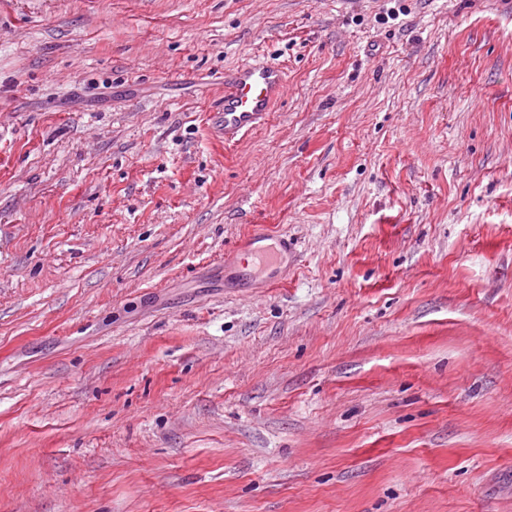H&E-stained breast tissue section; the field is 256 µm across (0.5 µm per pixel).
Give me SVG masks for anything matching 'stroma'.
<instances>
[{"instance_id": "1", "label": "stroma", "mask_w": 512, "mask_h": 512, "mask_svg": "<svg viewBox=\"0 0 512 512\" xmlns=\"http://www.w3.org/2000/svg\"><path fill=\"white\" fill-rule=\"evenodd\" d=\"M0 512H512V0H0ZM278 67L244 62L224 74L219 112H211L225 144L239 141L273 112L284 88Z\"/></svg>"}]
</instances>
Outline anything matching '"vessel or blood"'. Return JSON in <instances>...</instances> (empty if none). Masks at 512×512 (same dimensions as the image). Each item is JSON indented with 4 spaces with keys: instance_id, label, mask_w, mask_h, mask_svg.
<instances>
[{
    "instance_id": "obj_1",
    "label": "vessel or blood",
    "mask_w": 512,
    "mask_h": 512,
    "mask_svg": "<svg viewBox=\"0 0 512 512\" xmlns=\"http://www.w3.org/2000/svg\"><path fill=\"white\" fill-rule=\"evenodd\" d=\"M278 67L244 62L224 75V96L213 118L225 143L239 141L273 111L284 88Z\"/></svg>"
}]
</instances>
